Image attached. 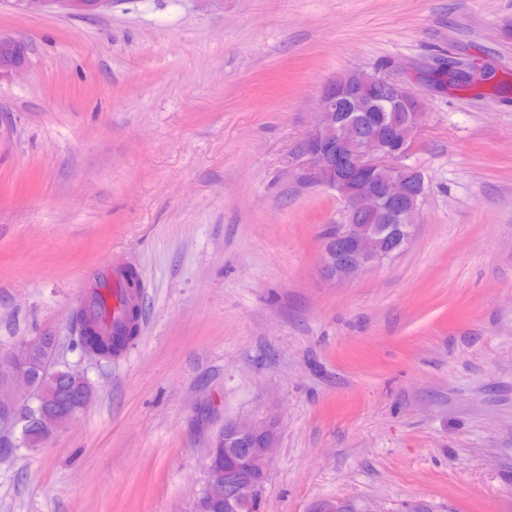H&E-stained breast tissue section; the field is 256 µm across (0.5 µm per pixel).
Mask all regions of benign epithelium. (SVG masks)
<instances>
[{
	"label": "benign epithelium",
	"instance_id": "1",
	"mask_svg": "<svg viewBox=\"0 0 512 512\" xmlns=\"http://www.w3.org/2000/svg\"><path fill=\"white\" fill-rule=\"evenodd\" d=\"M110 0H25L27 11L93 15ZM28 44L0 34V81L11 79L27 65ZM360 71L344 74L321 92L316 121L303 143L314 182L335 189L346 203L349 224L342 238L324 242L322 271L330 279H349L382 260L395 246L380 238L381 224H416L420 203L414 179L418 170L401 164L412 145V136L421 121L420 101L404 85L391 79L380 82L378 95L398 103L403 109L406 135L391 149L367 134L350 117L336 114V101L348 109L363 112L369 104L360 98ZM55 337L36 336L24 340L17 354L0 358V442L13 438L22 428L18 413L22 405L31 410L28 421L36 429L32 448L46 442L85 407L92 397L90 383L80 372L64 367L54 372L62 383L65 399L48 395L35 381L46 365L35 358L41 343ZM277 441L272 424L230 421L211 440L204 455V480L192 512H241L259 502L267 480L271 451Z\"/></svg>",
	"mask_w": 512,
	"mask_h": 512
}]
</instances>
